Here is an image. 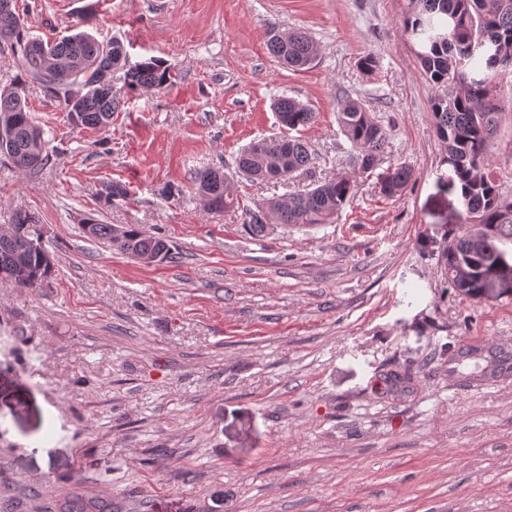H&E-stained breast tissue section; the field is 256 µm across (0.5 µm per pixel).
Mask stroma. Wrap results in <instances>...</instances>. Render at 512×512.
Masks as SVG:
<instances>
[{
    "label": "stroma",
    "mask_w": 512,
    "mask_h": 512,
    "mask_svg": "<svg viewBox=\"0 0 512 512\" xmlns=\"http://www.w3.org/2000/svg\"><path fill=\"white\" fill-rule=\"evenodd\" d=\"M408 0H33V36L73 24L168 65L130 91L104 130L0 47V89L18 88L57 154L37 174L0 161V225L32 213L55 272L36 289L0 281V498L74 493L118 512H512V295L455 291L421 240L462 232L430 84L403 25ZM305 31L301 71L267 48ZM376 61L362 69L364 56ZM316 118L301 131L311 175L240 181V205L207 209L193 170L236 174L250 143L281 135L271 104ZM490 169L512 199V74ZM355 100L386 131L363 172L337 122ZM414 177L379 192L393 163ZM355 190L333 223L249 235V210L310 180ZM126 199L105 205L112 183ZM181 195L165 198L164 187ZM166 238L145 264L85 237L87 214ZM402 375L387 385V372ZM412 177L413 171L405 163L390 166L378 177L379 192L387 198L398 197L406 191Z\"/></svg>",
    "instance_id": "obj_1"
}]
</instances>
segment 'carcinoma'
Here are the masks:
<instances>
[{"label": "carcinoma", "mask_w": 512, "mask_h": 512, "mask_svg": "<svg viewBox=\"0 0 512 512\" xmlns=\"http://www.w3.org/2000/svg\"><path fill=\"white\" fill-rule=\"evenodd\" d=\"M404 28L427 41L426 52L418 59L429 81L437 87H453L450 94L434 98L432 110L437 138L445 147L443 162L448 165L452 186L460 191L471 229L462 235L445 230L438 260L456 291L483 298L484 275L504 254L499 244L512 241V201L503 198L500 185L488 173L489 144L499 122V78L512 73V0H409ZM1 42L10 45L25 74L63 101L72 122L89 128L109 127L113 112L120 107L121 99L112 93V71L125 70V84L132 91L160 88L170 79L168 68L156 59L127 66L125 46L118 40L100 41L86 31L52 42L32 36L16 0H0ZM268 49L292 70L310 65L316 52L312 39L302 31L272 35ZM469 66L484 69L487 76L454 83L456 71ZM273 109L280 125L289 131L304 128L316 118L308 105L286 96L275 100ZM337 118L359 151L362 169L373 170L387 146L384 129L358 101L342 105ZM0 156L26 174L53 163L43 130L14 89H0ZM312 164L308 144L288 135L248 146L239 155L237 173L276 181L307 174ZM412 177L408 165L390 166L378 177L379 193L398 197ZM192 182L210 210H226L238 202L235 183L220 169H199L193 172ZM352 190L350 179L338 177L285 199H270L249 213L245 231L263 237L273 224H331ZM13 224V236H0V279L20 288H38L55 267L53 254L42 245L43 227L26 212L18 213ZM82 229L87 237L106 241L131 257H171L166 239L133 226L115 236L112 225L91 216ZM62 512H112V501L77 495L67 500Z\"/></svg>", "instance_id": "1"}]
</instances>
